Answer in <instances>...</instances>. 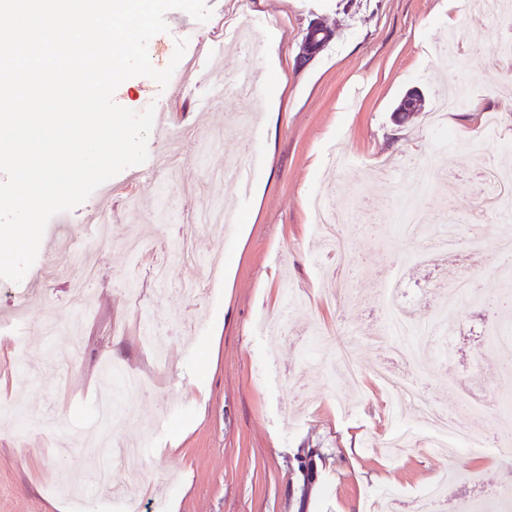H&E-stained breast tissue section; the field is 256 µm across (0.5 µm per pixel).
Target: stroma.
Listing matches in <instances>:
<instances>
[{
    "mask_svg": "<svg viewBox=\"0 0 512 512\" xmlns=\"http://www.w3.org/2000/svg\"><path fill=\"white\" fill-rule=\"evenodd\" d=\"M506 2L497 15L471 10L470 0H223L222 14L193 32L160 34L155 68L169 64L183 39L197 69L224 86L251 80L253 94L239 101L176 73V95L146 76L122 82L118 105L140 113L171 97L175 117L198 126L184 148L190 187L159 172L132 191L119 173L108 181L111 196L94 190L65 223L48 222L21 281L0 278V402L23 416L0 415V512H370L388 494L398 512H412L419 491L433 485L441 496L431 512H461L464 502L512 486V411L479 423L461 409L471 397L512 402V382L495 359L473 369L498 312L482 302L462 309L450 342L434 337L419 365L406 368L394 357L391 308L379 293L402 269L412 317L429 320L432 300L422 289L455 282L472 261L470 220L481 199L469 184L483 159L502 161L512 145V61L491 65L472 45L512 35ZM314 18L335 36L299 69ZM452 35L466 48L455 68L439 52ZM278 83L273 111L267 91ZM460 83L473 108L441 110L443 91ZM410 91L423 95L424 108L396 124L393 111ZM489 113L500 123L486 137ZM479 135L480 159L467 147ZM240 160L250 169L246 194L203 182L209 169ZM413 160L453 181L433 188L425 223L400 236L389 181L404 177L405 198H422L407 176ZM441 198L455 219L449 253L425 246L442 227ZM316 200L347 218L339 226L349 243L343 257L316 247ZM106 201V237L66 255L68 274L49 278L50 243L89 235L88 220ZM208 202L234 211L237 224L197 221ZM482 228L483 292H512L502 249L512 242V218ZM133 236L143 241L137 254L124 246ZM214 257L235 265L232 285L209 273ZM88 267L96 276L78 291L72 280ZM186 277L199 281L197 299L181 294ZM24 297L32 319L55 321L60 333L51 342L41 330L28 334L21 366L5 347ZM76 320L82 349L64 370L46 349L64 347L62 330ZM265 321L286 324V335H269ZM148 325L164 336V354L147 345ZM382 364L406 369L458 429L482 433L487 448L450 456L431 447L432 433L408 401L400 420L389 419V395L375 375ZM110 367L150 381L128 391L131 416H102ZM120 442L143 452L113 459ZM106 462L132 498L92 489Z\"/></svg>",
    "mask_w": 512,
    "mask_h": 512,
    "instance_id": "obj_1",
    "label": "stroma"
}]
</instances>
